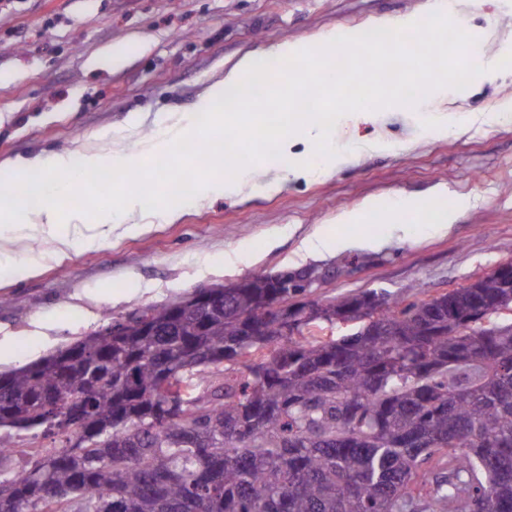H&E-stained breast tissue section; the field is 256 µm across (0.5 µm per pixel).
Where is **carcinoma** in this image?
<instances>
[{
	"label": "carcinoma",
	"mask_w": 512,
	"mask_h": 512,
	"mask_svg": "<svg viewBox=\"0 0 512 512\" xmlns=\"http://www.w3.org/2000/svg\"><path fill=\"white\" fill-rule=\"evenodd\" d=\"M282 278L197 313L152 306L0 373V429L71 413L62 447L0 481V512H512V313L481 309H512V281L386 296L369 324L377 291L298 300ZM83 432L97 444L71 445ZM13 448L0 432V469Z\"/></svg>",
	"instance_id": "1"
}]
</instances>
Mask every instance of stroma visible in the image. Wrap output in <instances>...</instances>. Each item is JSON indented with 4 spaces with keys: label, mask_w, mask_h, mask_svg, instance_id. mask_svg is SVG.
I'll return each mask as SVG.
<instances>
[{
    "label": "stroma",
    "mask_w": 512,
    "mask_h": 512,
    "mask_svg": "<svg viewBox=\"0 0 512 512\" xmlns=\"http://www.w3.org/2000/svg\"><path fill=\"white\" fill-rule=\"evenodd\" d=\"M429 0H10L0 8V192L24 177L8 159L35 153H109L103 129L123 131L139 117L138 137L159 116L194 115L205 89L239 58L268 60L272 46L323 43L347 32L385 29L395 18L423 12ZM465 30L486 29L481 43L446 40L442 53L467 75L448 85V109L460 124L427 139L435 102L414 89L415 107L331 113L335 167L330 176L285 171L284 153L307 152L304 138L241 144L257 174L223 194L185 202L179 175L215 173L208 145L186 140L152 154L157 175L109 173L107 184L84 182L76 192L82 215L68 231L87 230L126 180L145 189L127 213L147 231L111 235L91 249H64L57 237L18 240L0 248V336L12 359L0 371L36 362L77 338L152 305L258 275L312 277L304 298L322 301L377 290L406 301L463 286L512 259V0H447ZM505 58L488 79L484 59ZM276 190H267L271 180ZM469 198L451 228L436 232L419 211L391 222L371 200L409 195L424 200L434 186ZM167 205L182 207L177 223H149ZM355 214L356 223L339 218ZM335 240L316 256L302 250L312 234ZM365 238V247H346ZM62 252L38 276L22 272L38 253Z\"/></svg>",
    "instance_id": "35a3bbf8"
}]
</instances>
